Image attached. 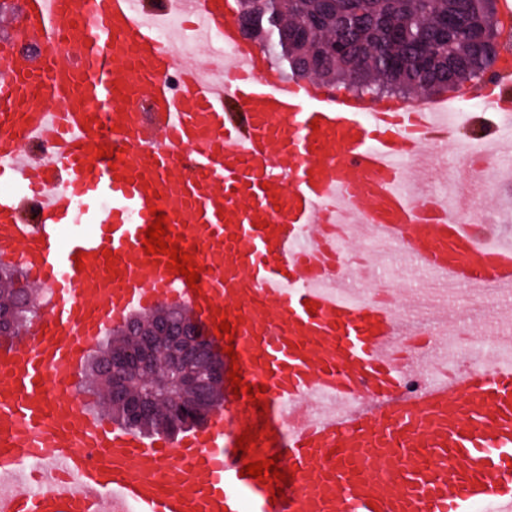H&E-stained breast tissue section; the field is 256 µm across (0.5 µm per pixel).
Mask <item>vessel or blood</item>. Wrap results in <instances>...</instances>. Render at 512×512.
<instances>
[{
	"mask_svg": "<svg viewBox=\"0 0 512 512\" xmlns=\"http://www.w3.org/2000/svg\"><path fill=\"white\" fill-rule=\"evenodd\" d=\"M232 14L230 0H185L181 30L204 24L226 50L206 67L170 50L148 0L0 13L43 47L0 67V261L47 299L30 342L0 344V512H512V355L407 392L431 349L397 357L398 320L347 279L373 257L336 244L360 229L452 283L512 288V247L413 201L407 171L429 159L446 105L282 86ZM105 97L112 111L93 112ZM477 97L511 118L512 72ZM32 138L46 151H26ZM156 209L197 290L145 252ZM162 299L208 326L217 352L228 318L265 414L228 392L207 424L148 439L87 406L93 346ZM261 418L240 456L237 435ZM277 449L293 481L274 504L240 471Z\"/></svg>",
	"mask_w": 512,
	"mask_h": 512,
	"instance_id": "vessel-or-blood-1",
	"label": "vessel or blood"
}]
</instances>
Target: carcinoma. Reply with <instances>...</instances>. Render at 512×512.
<instances>
[{"label":"carcinoma","mask_w":512,"mask_h":512,"mask_svg":"<svg viewBox=\"0 0 512 512\" xmlns=\"http://www.w3.org/2000/svg\"><path fill=\"white\" fill-rule=\"evenodd\" d=\"M494 0H264L266 15L277 16L283 34L260 41L265 51L293 78L323 80L354 90L440 91L476 85L499 59L501 18ZM21 268L0 264V310L8 314L4 328L11 337L27 332L35 306L19 286ZM136 346L126 329L89 360L94 390L106 399L112 421L140 433L170 431L157 415L172 401L208 412L223 399L215 390L210 403L200 404L187 389L163 398L148 390L143 374L130 386L146 412L129 419L112 398V353Z\"/></svg>","instance_id":"cac0c4a2"}]
</instances>
